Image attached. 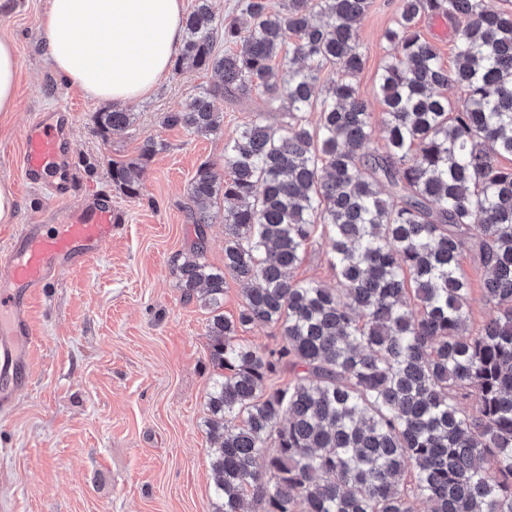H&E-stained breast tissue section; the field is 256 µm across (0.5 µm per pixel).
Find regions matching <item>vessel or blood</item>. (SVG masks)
<instances>
[{
  "label": "vessel or blood",
  "mask_w": 512,
  "mask_h": 512,
  "mask_svg": "<svg viewBox=\"0 0 512 512\" xmlns=\"http://www.w3.org/2000/svg\"><path fill=\"white\" fill-rule=\"evenodd\" d=\"M67 115L62 111L35 113L25 135L22 157L27 179L43 182L59 176L66 150ZM116 217L109 202L82 210L61 211L56 223L23 224L0 259V411L8 410L19 378L28 376L34 331L32 299L55 279L60 268L78 269L99 255L112 238Z\"/></svg>",
  "instance_id": "1"
}]
</instances>
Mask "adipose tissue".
<instances>
[{
    "label": "adipose tissue",
    "mask_w": 512,
    "mask_h": 512,
    "mask_svg": "<svg viewBox=\"0 0 512 512\" xmlns=\"http://www.w3.org/2000/svg\"><path fill=\"white\" fill-rule=\"evenodd\" d=\"M184 0H48L45 55L86 97L123 105L167 78L183 37ZM20 61L0 38V112L14 111Z\"/></svg>",
    "instance_id": "obj_1"
}]
</instances>
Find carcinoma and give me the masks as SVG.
Masks as SVG:
<instances>
[{
  "label": "carcinoma",
  "instance_id": "1",
  "mask_svg": "<svg viewBox=\"0 0 512 512\" xmlns=\"http://www.w3.org/2000/svg\"><path fill=\"white\" fill-rule=\"evenodd\" d=\"M372 0H245V21L195 0L173 71H213L161 124L198 136L224 127V101L262 92L280 113L224 143L188 189L197 242L177 286L210 309L206 396L217 512H512V9L496 0H400L377 73L385 150L368 151L372 112L352 77ZM459 20L454 66L419 30ZM224 50H219V45ZM455 87L451 100L443 90ZM318 112L315 126L308 114ZM132 112L95 115L101 136ZM152 139L112 161V187L141 196ZM390 187L384 193L382 186ZM224 206V267L205 262ZM324 247L337 287L299 279ZM484 269L496 315L476 325L464 251ZM247 284L237 318L221 312L224 272ZM274 328L261 352L239 330ZM294 372L272 383L282 367ZM264 458L263 467L257 460Z\"/></svg>",
  "mask_w": 512,
  "mask_h": 512
}]
</instances>
